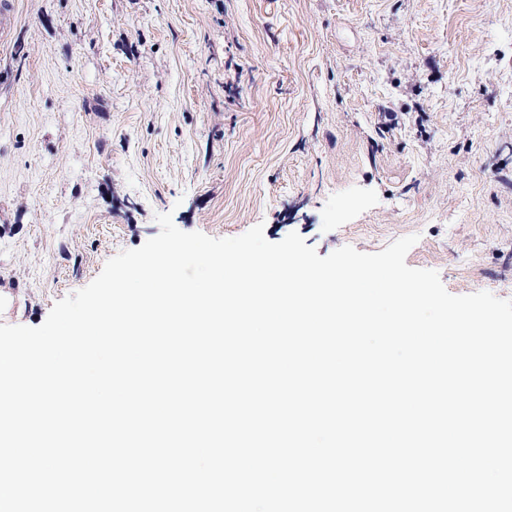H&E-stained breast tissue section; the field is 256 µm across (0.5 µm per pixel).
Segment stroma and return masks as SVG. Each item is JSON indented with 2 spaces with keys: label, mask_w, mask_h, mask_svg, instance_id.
I'll list each match as a JSON object with an SVG mask.
<instances>
[{
  "label": "stroma",
  "mask_w": 512,
  "mask_h": 512,
  "mask_svg": "<svg viewBox=\"0 0 512 512\" xmlns=\"http://www.w3.org/2000/svg\"><path fill=\"white\" fill-rule=\"evenodd\" d=\"M0 324L40 326L156 214L512 299V0H6Z\"/></svg>",
  "instance_id": "1"
}]
</instances>
